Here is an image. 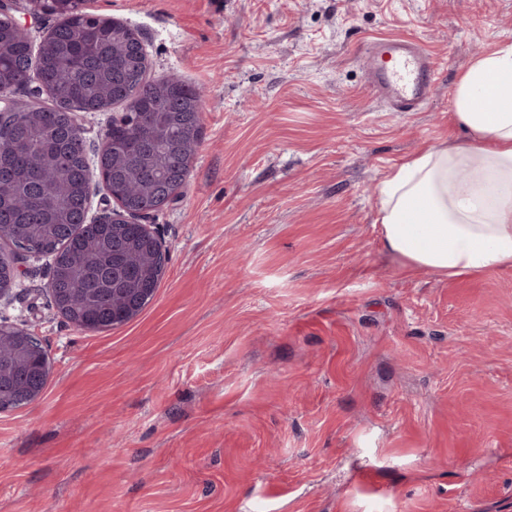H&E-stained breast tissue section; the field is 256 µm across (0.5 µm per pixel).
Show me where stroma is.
Returning <instances> with one entry per match:
<instances>
[{
    "label": "stroma",
    "mask_w": 512,
    "mask_h": 512,
    "mask_svg": "<svg viewBox=\"0 0 512 512\" xmlns=\"http://www.w3.org/2000/svg\"><path fill=\"white\" fill-rule=\"evenodd\" d=\"M150 78L202 88L203 141L144 219L168 261L107 332L24 258L0 322L51 361L0 413V512H512V269L444 277L385 251L377 183L452 141L512 0H87ZM441 59L417 112L366 83L368 41Z\"/></svg>",
    "instance_id": "stroma-1"
}]
</instances>
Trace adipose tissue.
<instances>
[{
  "instance_id": "adipose-tissue-1",
  "label": "adipose tissue",
  "mask_w": 512,
  "mask_h": 512,
  "mask_svg": "<svg viewBox=\"0 0 512 512\" xmlns=\"http://www.w3.org/2000/svg\"><path fill=\"white\" fill-rule=\"evenodd\" d=\"M460 135L393 166L377 188L384 248L445 277L512 268V44L473 61L453 99Z\"/></svg>"
}]
</instances>
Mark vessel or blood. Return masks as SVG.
<instances>
[{
  "label": "vessel or blood",
  "mask_w": 512,
  "mask_h": 512,
  "mask_svg": "<svg viewBox=\"0 0 512 512\" xmlns=\"http://www.w3.org/2000/svg\"><path fill=\"white\" fill-rule=\"evenodd\" d=\"M439 69V60L410 37L378 38L365 51L369 88L393 112L418 111L429 99Z\"/></svg>",
  "instance_id": "obj_1"
}]
</instances>
